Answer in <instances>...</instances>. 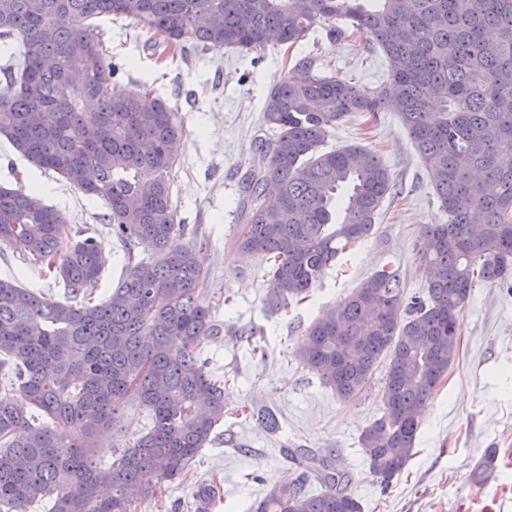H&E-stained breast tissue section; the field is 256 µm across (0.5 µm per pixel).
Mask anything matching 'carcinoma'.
Instances as JSON below:
<instances>
[{
  "mask_svg": "<svg viewBox=\"0 0 512 512\" xmlns=\"http://www.w3.org/2000/svg\"><path fill=\"white\" fill-rule=\"evenodd\" d=\"M101 18L133 19L175 48L191 38L242 51L293 46L329 22L330 35H364L383 53L388 79L373 91L313 57L298 61L307 79L271 88L274 135L255 141L265 163L243 182L238 248L273 260L272 311L308 298L396 188L373 152L324 151L325 137L354 112L398 114L448 214L421 231L426 295L405 303L398 271L379 270L312 321L297 350L340 400L385 364L381 413L359 441L391 486L414 455L420 407L456 359L472 288L512 279V0H0V136L101 200L127 251L154 256L93 304L101 243L72 238L37 191L0 186V244L67 289L56 299L0 278V386L16 392L0 397V512L40 500L47 512H135L188 471L224 418V382L200 359L220 327L198 292L196 245L171 246L177 112L149 89H115L112 56L90 32ZM131 399L151 425L105 464L98 434ZM300 458L295 482L252 512H361L330 459Z\"/></svg>",
  "mask_w": 512,
  "mask_h": 512,
  "instance_id": "obj_1",
  "label": "carcinoma"
}]
</instances>
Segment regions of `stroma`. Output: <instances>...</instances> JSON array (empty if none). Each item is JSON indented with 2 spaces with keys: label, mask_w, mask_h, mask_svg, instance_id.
I'll return each instance as SVG.
<instances>
[{
  "label": "stroma",
  "mask_w": 512,
  "mask_h": 512,
  "mask_svg": "<svg viewBox=\"0 0 512 512\" xmlns=\"http://www.w3.org/2000/svg\"><path fill=\"white\" fill-rule=\"evenodd\" d=\"M96 33L119 69L117 89H153L179 111L183 136L173 202L183 233L174 242L198 245L204 273L199 289L213 300L212 313L224 326L203 342L201 353L224 379V420L187 475L142 501L138 512H202L197 492L216 482L220 496L209 512H249L271 486L295 480L292 456L302 448L332 458L348 474L347 489L362 512H512L511 288H473L459 316L458 356L422 409L414 456L385 491L369 473L359 444L361 430L380 413L381 374H374L366 392L341 401L296 357L307 326L378 270H397L406 296L425 292L420 231L448 216L396 113L381 112L372 121L351 115L325 140L328 151L351 144L374 151L395 177L398 195L384 201L372 234L326 269L305 302L271 313L268 262L237 248L242 180L263 162L254 140L262 133L272 85L295 73L297 58L308 55L371 91L387 79L381 52L366 50L361 38H330L321 26L296 46L248 52L208 50L190 39L176 52L152 44L128 19L100 20ZM0 185L38 190L73 231L101 242L95 300L108 297L129 262L149 257L140 249L126 254L113 241L101 201L30 165L2 137ZM229 323L254 329L252 343L226 332ZM245 405L274 410L279 430L268 432L242 414ZM148 424L138 404L129 402L123 419L102 432V455L132 444Z\"/></svg>",
  "instance_id": "obj_1"
}]
</instances>
